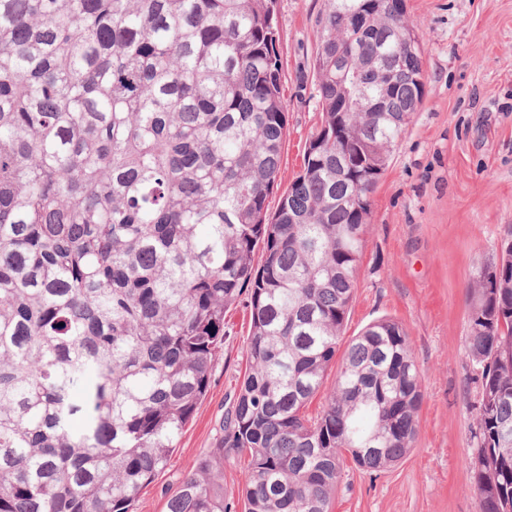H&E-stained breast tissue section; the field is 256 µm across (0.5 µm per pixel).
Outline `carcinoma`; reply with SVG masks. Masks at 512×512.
I'll return each instance as SVG.
<instances>
[{
	"instance_id": "carcinoma-1",
	"label": "carcinoma",
	"mask_w": 512,
	"mask_h": 512,
	"mask_svg": "<svg viewBox=\"0 0 512 512\" xmlns=\"http://www.w3.org/2000/svg\"><path fill=\"white\" fill-rule=\"evenodd\" d=\"M279 42L277 0H0V512H131L246 289L248 371L167 512H231L244 457V512H332L345 455L372 474L412 447L406 328L344 332L420 35L404 0H326L320 127L271 212ZM467 301L479 512H512L511 224ZM247 473L242 464L233 459L224 462V495L233 504L232 512H243L241 490L245 487Z\"/></svg>"
}]
</instances>
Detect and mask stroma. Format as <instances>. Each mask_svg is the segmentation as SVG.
I'll list each match as a JSON object with an SVG mask.
<instances>
[{
	"label": "stroma",
	"instance_id": "1",
	"mask_svg": "<svg viewBox=\"0 0 512 512\" xmlns=\"http://www.w3.org/2000/svg\"><path fill=\"white\" fill-rule=\"evenodd\" d=\"M421 34L426 89L372 197L347 336L381 318L407 330L423 401L404 459L366 474L346 463L334 512H479L474 492L479 383L465 359L466 287L512 224V0H406ZM323 0H278L288 112L280 190L298 173L320 119L313 73ZM245 302L224 317L210 388L167 468L133 512H166L183 475L221 436L226 399L248 367Z\"/></svg>",
	"mask_w": 512,
	"mask_h": 512
}]
</instances>
